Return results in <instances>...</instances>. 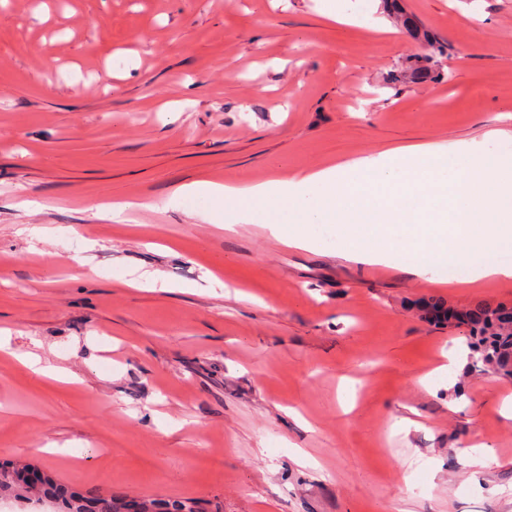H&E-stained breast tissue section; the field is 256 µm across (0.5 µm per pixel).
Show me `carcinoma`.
Here are the masks:
<instances>
[{
    "label": "carcinoma",
    "instance_id": "1",
    "mask_svg": "<svg viewBox=\"0 0 512 512\" xmlns=\"http://www.w3.org/2000/svg\"><path fill=\"white\" fill-rule=\"evenodd\" d=\"M403 23L421 43L420 51L415 54L414 64L410 67V79L425 82L444 78L445 73L439 69L437 61V56L443 53V45L419 32L411 20L405 18ZM460 313L462 323L469 326L471 369L509 378L512 371V308L480 303L463 308ZM10 469L27 471L31 466H0V495L10 494L25 501L49 498L60 505L58 512H127L130 501L127 494L99 490L80 493L55 482L49 475L43 476L32 486H20L8 475ZM139 504V512H205L200 503L192 499L141 497Z\"/></svg>",
    "mask_w": 512,
    "mask_h": 512
}]
</instances>
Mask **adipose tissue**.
Wrapping results in <instances>:
<instances>
[{
  "label": "adipose tissue",
  "instance_id": "ef3b65f1",
  "mask_svg": "<svg viewBox=\"0 0 512 512\" xmlns=\"http://www.w3.org/2000/svg\"><path fill=\"white\" fill-rule=\"evenodd\" d=\"M175 200L206 198L217 223L262 224L282 244L310 248L331 224L343 254L381 264L408 257L418 276L448 263L474 265V280L512 278L488 261L512 247V158L464 143L419 142L246 185L198 180Z\"/></svg>",
  "mask_w": 512,
  "mask_h": 512
}]
</instances>
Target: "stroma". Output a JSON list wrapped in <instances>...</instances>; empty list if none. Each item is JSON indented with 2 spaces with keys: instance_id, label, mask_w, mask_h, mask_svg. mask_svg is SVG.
<instances>
[{
  "instance_id": "1",
  "label": "stroma",
  "mask_w": 512,
  "mask_h": 512,
  "mask_svg": "<svg viewBox=\"0 0 512 512\" xmlns=\"http://www.w3.org/2000/svg\"><path fill=\"white\" fill-rule=\"evenodd\" d=\"M338 3L340 23L323 0L0 10L1 462L224 512H512V381L471 370L467 328L416 307L511 306L512 281L428 282L325 231L288 248L171 199L512 132V0H402L448 45L444 80L420 83L399 77L418 47L383 0ZM137 269L161 288L124 286ZM477 443L482 468L462 454Z\"/></svg>"
}]
</instances>
